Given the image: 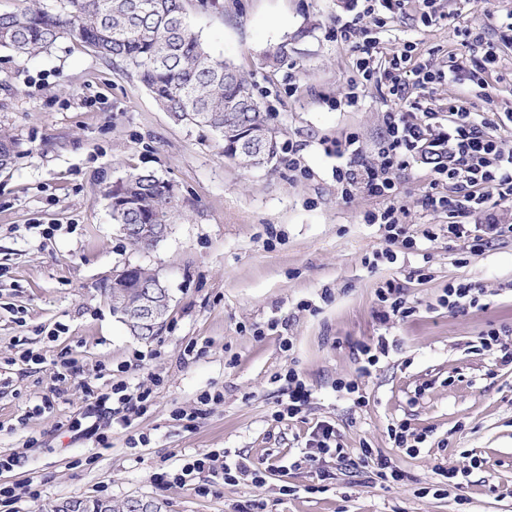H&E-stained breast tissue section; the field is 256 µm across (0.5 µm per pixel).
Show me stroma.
Segmentation results:
<instances>
[{
  "instance_id": "1",
  "label": "stroma",
  "mask_w": 512,
  "mask_h": 512,
  "mask_svg": "<svg viewBox=\"0 0 512 512\" xmlns=\"http://www.w3.org/2000/svg\"><path fill=\"white\" fill-rule=\"evenodd\" d=\"M188 0L186 21L209 51L233 62L270 109L286 146L270 167L224 158L211 130L175 123L120 66L62 40L34 58L0 49V132L17 144L0 170V512H43L74 497L157 501L162 512H512V235L482 250L449 239L448 214L425 204L434 178L420 154L393 171L392 199L345 194L347 160L380 159L383 115L448 131V101L497 113L491 132L512 145V43L498 29L512 0H391L368 15L364 0ZM358 20L382 60L406 55L404 100L382 75L364 79L338 22ZM482 28L502 62L488 89L467 73L430 84L419 64L444 73L471 50L458 28ZM288 57L271 68L269 51ZM132 170L172 182L183 219L152 251L113 224L106 187ZM401 209L413 248L387 244L367 223L387 203ZM392 249L393 259L381 258ZM159 271L169 290L156 336H131L101 291L125 265ZM397 284L412 314L381 323L376 290ZM482 288L480 306L451 312L448 284ZM500 343L482 348L489 329ZM386 338V357L360 372L357 349ZM78 377L54 379L60 358ZM295 369L312 389L297 417L277 411ZM91 381L109 398L93 403ZM354 380L358 394L337 390ZM115 387L151 389L127 410ZM364 404H357V395ZM128 416L120 428L116 420ZM408 423L415 448L389 430ZM334 428L342 458L267 474L258 487L229 485L212 470L184 486L159 481L200 450L254 460L298 457L312 430ZM393 458L402 484L380 478L363 449ZM459 487L438 489L437 467ZM294 487L293 495L282 493Z\"/></svg>"
}]
</instances>
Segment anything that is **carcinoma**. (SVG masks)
I'll return each instance as SVG.
<instances>
[{"label":"carcinoma","instance_id":"cac0c4a2","mask_svg":"<svg viewBox=\"0 0 512 512\" xmlns=\"http://www.w3.org/2000/svg\"><path fill=\"white\" fill-rule=\"evenodd\" d=\"M0 13V48L37 56L66 38L134 75L177 123L219 135L224 156L244 168L271 164L281 146L267 107L232 63L213 56L185 21L186 0H40ZM15 142L0 134V168L12 165ZM112 221L169 225L182 217L174 185L152 172L132 171L108 186ZM134 282L112 287V312L132 335L149 339L126 314L138 298Z\"/></svg>","mask_w":512,"mask_h":512}]
</instances>
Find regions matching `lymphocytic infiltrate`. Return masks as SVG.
<instances>
[{
	"label": "lymphocytic infiltrate",
	"mask_w": 512,
	"mask_h": 512,
	"mask_svg": "<svg viewBox=\"0 0 512 512\" xmlns=\"http://www.w3.org/2000/svg\"><path fill=\"white\" fill-rule=\"evenodd\" d=\"M448 111L455 121L445 138L434 134L431 127L408 120L400 111L387 112L380 167L352 165L340 178L348 187L387 195L394 188L390 170L406 164L416 150L431 151L439 180L451 186L452 192L427 194L425 203L447 210L449 237L479 247L487 234L498 235L505 230L504 225L483 226L471 223L470 218L475 210H491L512 202V146L491 134L493 119L472 118L457 99H449Z\"/></svg>",
	"instance_id": "lymphocytic-infiltrate-1"
}]
</instances>
